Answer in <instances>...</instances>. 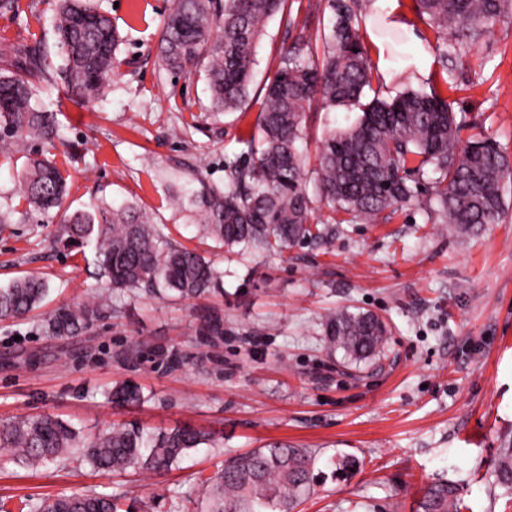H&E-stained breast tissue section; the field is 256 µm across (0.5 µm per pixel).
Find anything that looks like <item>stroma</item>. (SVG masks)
Masks as SVG:
<instances>
[{
  "instance_id": "1",
  "label": "stroma",
  "mask_w": 512,
  "mask_h": 512,
  "mask_svg": "<svg viewBox=\"0 0 512 512\" xmlns=\"http://www.w3.org/2000/svg\"><path fill=\"white\" fill-rule=\"evenodd\" d=\"M118 27V71L95 99L60 82L41 86L52 139L9 140L0 150V285L26 274L51 294L20 320L0 321V420L49 414L94 433L137 420L156 431L214 433L163 477L102 476L75 463L38 470L0 468V505L95 490L121 492L135 512H173L171 496L220 469L227 456L270 444L316 450L314 491L294 512H416L429 482L456 483L467 512H512L492 463L512 437V182L502 223L453 236L412 208L377 224H340L325 242L274 253L228 254L200 231L178 196L223 185L240 159L257 108L216 114L204 73L161 70L157 46L169 0H95ZM54 0H20L0 13V43L40 49L50 70L63 65ZM371 64L391 92L439 91L457 115L512 157V22L498 25L464 60L447 50L414 0L375 3L362 21ZM284 47L271 19L257 48L254 83L273 76ZM300 145L314 166L323 137L357 111L313 103ZM50 152L67 177L62 208L28 209L19 173L30 154ZM137 205L167 239L211 259L219 290L190 300L125 292L88 330L51 337L57 308L107 291L92 244H57L75 211ZM374 312L392 326L387 357L358 369L323 347L331 309ZM224 321L219 339L200 335L205 316ZM132 382L147 401L114 409L113 386ZM351 455L361 467L335 472Z\"/></svg>"
}]
</instances>
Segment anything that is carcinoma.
<instances>
[{"mask_svg":"<svg viewBox=\"0 0 512 512\" xmlns=\"http://www.w3.org/2000/svg\"><path fill=\"white\" fill-rule=\"evenodd\" d=\"M335 15L316 51L298 37L282 52L274 75L250 97L255 50L265 23L279 17L284 37L306 28L288 0H170L161 25L158 62L165 70L206 72L211 111L233 112L259 105L242 161L227 166L224 185L203 186L196 214L203 229L227 252H279L327 237L336 224H371L392 219L404 208L423 210L433 224L476 234L499 223L506 212L502 184L512 163L491 140L461 138L463 124L436 92L408 89L384 96L361 42L358 17L365 0H327ZM447 55H465L505 19L512 0H416ZM54 32L62 52V80L78 96H96L112 81L121 38L112 19L92 0H59ZM0 131L10 138L53 134L49 113L32 104L37 84L52 76L42 55L15 45L0 48ZM355 107L357 120L330 133L313 169L314 195L330 214L312 223L298 143L306 136L304 113L313 101ZM22 196L39 211L61 208L66 178L48 157L28 159ZM342 218H336V215ZM95 241L97 266L115 294L163 290L178 299L198 297L220 285L213 263L194 250L170 243L132 205L76 212L61 239ZM44 278L28 274L0 287V320L39 309L49 295ZM112 296L100 294L64 305L50 315L46 332L69 336L90 328ZM324 342L343 362L374 365L385 355L392 330L378 315L330 310L321 319ZM118 409L146 402L142 390L125 383L112 390ZM212 442L191 427L153 432L132 423L112 424L86 437L72 424L48 414H19L0 421V459L27 468L75 460L102 475L129 471L163 476L192 449ZM316 455L286 444L257 448L224 460L212 476L198 479L177 497L183 512L201 497L206 512H293L313 491ZM495 484L512 489V443L501 449ZM123 493L79 491L27 503L28 512H122ZM421 512H461L459 488L438 480L422 491Z\"/></svg>","mask_w":512,"mask_h":512,"instance_id":"1","label":"carcinoma"}]
</instances>
